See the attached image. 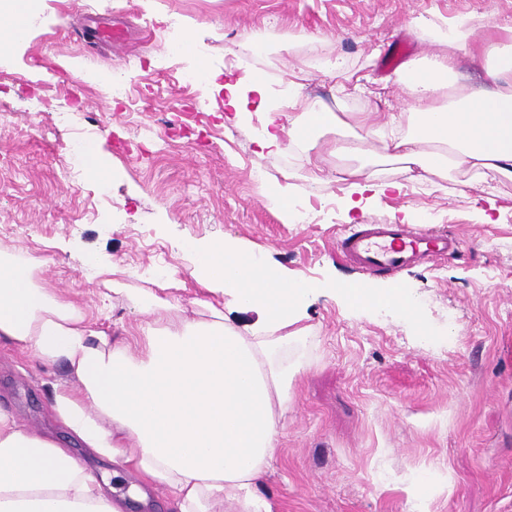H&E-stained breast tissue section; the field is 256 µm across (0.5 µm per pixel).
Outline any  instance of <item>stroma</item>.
I'll return each instance as SVG.
<instances>
[{
	"mask_svg": "<svg viewBox=\"0 0 512 512\" xmlns=\"http://www.w3.org/2000/svg\"><path fill=\"white\" fill-rule=\"evenodd\" d=\"M50 22L0 61V243L38 261L50 287L76 298L92 328L140 317L113 299L102 276L153 290L165 274L188 280L191 248L230 239L289 278L317 283L307 307L312 343L283 416V435L259 492L276 512H512V181L453 174L415 181L395 163L368 167L397 183L347 214L346 180L306 178L305 154L254 143L266 112L258 95L247 124L219 92L185 84L178 24H197L204 65L225 80L264 76L271 91L296 82L306 106L401 111L396 74L382 68L395 42L426 62L442 47L428 20L481 24L473 39H512V0H46ZM126 26L122 46L93 44L92 22ZM340 59L364 77L347 98L325 69ZM101 74L85 80V71ZM128 94L112 95L113 78ZM70 123L57 125L59 106ZM152 139L139 141L142 127ZM82 139L108 176L84 178L70 146ZM287 190L312 223L284 221L264 196ZM425 223L461 238L458 258L382 275L413 299L417 321L387 309L350 311L339 289L363 280L336 249L352 224ZM62 365L0 344V402L18 420L69 436L48 413Z\"/></svg>",
	"mask_w": 512,
	"mask_h": 512,
	"instance_id": "stroma-1",
	"label": "stroma"
}]
</instances>
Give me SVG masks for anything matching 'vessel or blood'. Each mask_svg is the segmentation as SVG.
Returning <instances> with one entry per match:
<instances>
[{
	"label": "vessel or blood",
	"instance_id": "b4317fda",
	"mask_svg": "<svg viewBox=\"0 0 512 512\" xmlns=\"http://www.w3.org/2000/svg\"><path fill=\"white\" fill-rule=\"evenodd\" d=\"M340 255L366 276L394 275L408 266L432 262L462 249L457 237L394 222L360 224L345 230L337 242Z\"/></svg>",
	"mask_w": 512,
	"mask_h": 512
}]
</instances>
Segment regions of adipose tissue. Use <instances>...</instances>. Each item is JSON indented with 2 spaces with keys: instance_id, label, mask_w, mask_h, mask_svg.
I'll return each mask as SVG.
<instances>
[{
  "instance_id": "adipose-tissue-1",
  "label": "adipose tissue",
  "mask_w": 512,
  "mask_h": 512,
  "mask_svg": "<svg viewBox=\"0 0 512 512\" xmlns=\"http://www.w3.org/2000/svg\"><path fill=\"white\" fill-rule=\"evenodd\" d=\"M37 0H0V58L26 39ZM489 65L492 90H457L452 56L411 62L398 77L411 103L404 112L298 111L296 92L268 100L260 150L310 151L324 133L351 130L353 145L336 148L342 174L353 177L347 210L365 192L362 163L401 164L412 179L464 172L471 179L512 181V53L476 45ZM36 266L0 245V341L45 364H63L69 383L56 385L51 408L112 475L136 474L122 490L69 450L0 406V512H125L148 504V486L166 487L173 512H273L257 489L279 444L281 418L304 370L310 331L304 310L314 283L291 280L255 261L234 242L198 250L190 275L203 289L190 308L152 292L113 286L142 316L134 345L90 328L82 307L35 276ZM344 293L352 307L382 303L407 319L414 303L400 289L359 284ZM224 296L215 306L211 295ZM237 312L254 314L247 325Z\"/></svg>"
}]
</instances>
